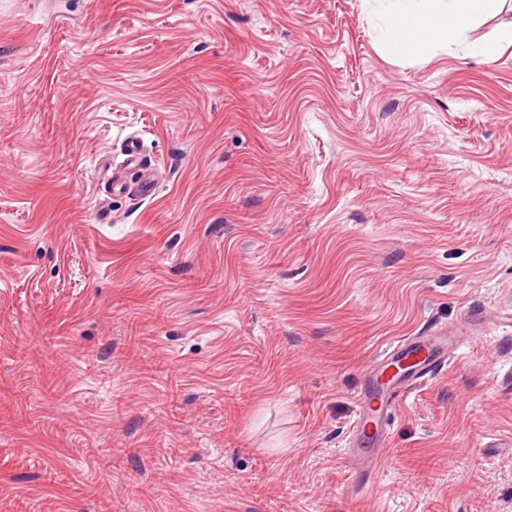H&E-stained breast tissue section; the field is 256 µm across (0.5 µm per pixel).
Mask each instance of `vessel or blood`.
<instances>
[{"instance_id": "obj_1", "label": "vessel or blood", "mask_w": 512, "mask_h": 512, "mask_svg": "<svg viewBox=\"0 0 512 512\" xmlns=\"http://www.w3.org/2000/svg\"><path fill=\"white\" fill-rule=\"evenodd\" d=\"M502 310L467 306L446 331L425 330L385 347L368 374L349 440L351 457L369 459L380 448L397 404L411 387L433 373L458 347L479 341L501 327Z\"/></svg>"}]
</instances>
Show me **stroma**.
<instances>
[{
	"instance_id": "stroma-1",
	"label": "stroma",
	"mask_w": 512,
	"mask_h": 512,
	"mask_svg": "<svg viewBox=\"0 0 512 512\" xmlns=\"http://www.w3.org/2000/svg\"><path fill=\"white\" fill-rule=\"evenodd\" d=\"M382 24L0 0V512H512L506 335L401 400L370 478L345 454L380 350L512 297V44L472 52L512 0L422 54Z\"/></svg>"
}]
</instances>
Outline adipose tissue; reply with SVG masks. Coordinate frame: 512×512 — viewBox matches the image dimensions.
Masks as SVG:
<instances>
[{"label":"adipose tissue","mask_w":512,"mask_h":512,"mask_svg":"<svg viewBox=\"0 0 512 512\" xmlns=\"http://www.w3.org/2000/svg\"><path fill=\"white\" fill-rule=\"evenodd\" d=\"M504 0H386L383 45L404 53L449 41L481 20L497 14Z\"/></svg>","instance_id":"ef3b65f1"}]
</instances>
